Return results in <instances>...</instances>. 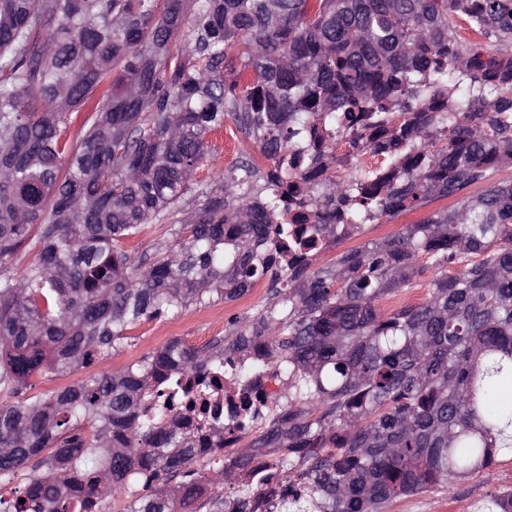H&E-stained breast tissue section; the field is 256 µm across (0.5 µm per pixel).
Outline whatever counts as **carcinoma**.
Wrapping results in <instances>:
<instances>
[{"instance_id": "obj_1", "label": "carcinoma", "mask_w": 512, "mask_h": 512, "mask_svg": "<svg viewBox=\"0 0 512 512\" xmlns=\"http://www.w3.org/2000/svg\"><path fill=\"white\" fill-rule=\"evenodd\" d=\"M509 47L512 0H0V512H388L512 455ZM229 119L269 168L228 169L136 261L127 242L174 218ZM364 152L383 167L330 170ZM439 198L457 203L300 258ZM423 258L425 300L382 309ZM267 275L234 346L275 351L243 370L292 394L233 457L224 432L262 415L231 414L209 448L167 422L206 391L187 376L224 370L222 338L27 394ZM471 512H512V488ZM375 224H365L362 227L360 235H357L355 237H351L350 239L347 238L341 242L338 243H331L325 250L318 253L317 255H311L306 258H311V269H315L318 267H321L323 265L332 263L334 260H336V257H338L343 252L353 249L356 247L361 246L364 242H367L369 240H376L378 238H381V236L378 235L376 230Z\"/></svg>"}]
</instances>
